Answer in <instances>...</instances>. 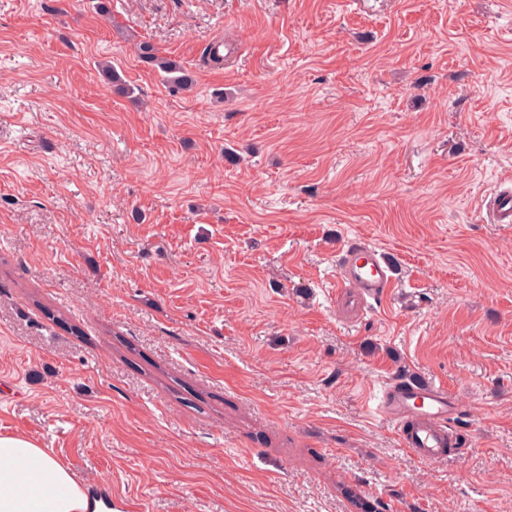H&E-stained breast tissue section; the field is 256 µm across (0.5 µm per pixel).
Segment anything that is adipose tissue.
I'll list each match as a JSON object with an SVG mask.
<instances>
[{"label":"adipose tissue","instance_id":"adipose-tissue-1","mask_svg":"<svg viewBox=\"0 0 512 512\" xmlns=\"http://www.w3.org/2000/svg\"><path fill=\"white\" fill-rule=\"evenodd\" d=\"M0 512H104L51 449L0 434Z\"/></svg>","mask_w":512,"mask_h":512}]
</instances>
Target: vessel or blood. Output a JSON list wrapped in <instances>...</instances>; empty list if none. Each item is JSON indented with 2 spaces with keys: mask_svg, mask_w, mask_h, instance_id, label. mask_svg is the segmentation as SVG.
Masks as SVG:
<instances>
[{
  "mask_svg": "<svg viewBox=\"0 0 512 512\" xmlns=\"http://www.w3.org/2000/svg\"><path fill=\"white\" fill-rule=\"evenodd\" d=\"M493 223L512 224V179H505L486 206ZM394 285L392 268L367 245L349 248L336 281L341 291L379 299ZM377 410L394 428L401 446L424 462L444 460L453 425L461 412L447 388L424 383H397L388 389Z\"/></svg>",
  "mask_w": 512,
  "mask_h": 512,
  "instance_id": "vessel-or-blood-1",
  "label": "vessel or blood"
}]
</instances>
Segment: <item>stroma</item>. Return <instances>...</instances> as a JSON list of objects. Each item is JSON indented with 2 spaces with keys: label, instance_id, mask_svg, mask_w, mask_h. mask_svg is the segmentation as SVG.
I'll list each match as a JSON object with an SVG mask.
<instances>
[{
  "label": "stroma",
  "instance_id": "stroma-1",
  "mask_svg": "<svg viewBox=\"0 0 512 512\" xmlns=\"http://www.w3.org/2000/svg\"><path fill=\"white\" fill-rule=\"evenodd\" d=\"M510 174L512 0H0V433L114 512H512ZM402 373L468 449L400 446ZM139 57L145 63L166 73L169 82L178 89L188 88V79L183 68L174 60L167 57H160L153 45L148 42H140L137 45ZM488 202L486 209L494 224H512V179L508 176ZM340 270L336 286L342 294L354 291L362 299H379L387 296L394 285L391 266L367 245L349 248Z\"/></svg>",
  "mask_w": 512,
  "mask_h": 512
}]
</instances>
